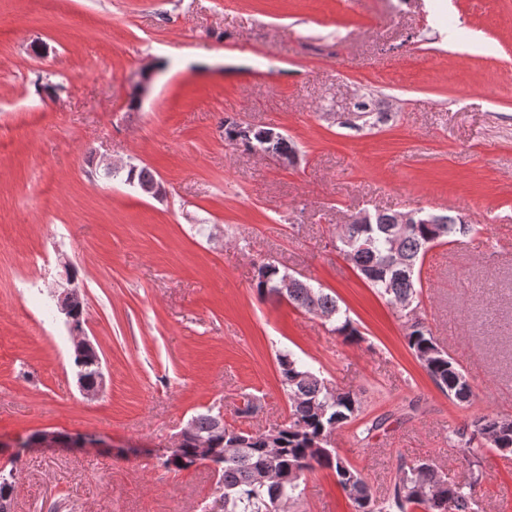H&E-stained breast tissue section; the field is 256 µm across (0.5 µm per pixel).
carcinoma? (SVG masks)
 Masks as SVG:
<instances>
[{"mask_svg":"<svg viewBox=\"0 0 512 512\" xmlns=\"http://www.w3.org/2000/svg\"><path fill=\"white\" fill-rule=\"evenodd\" d=\"M224 141L249 151L288 156L296 146L280 132L269 137L262 128L250 134L240 129L236 118H224ZM400 214L376 211L361 223L346 224L336 236V249L346 256L359 275L388 303L395 306L401 299L407 317L408 345L428 377L448 399L468 405L475 397L473 387L463 371L436 342L432 330L420 315L422 293L420 270L427 252L439 244L462 243L479 234V228L460 215H438V222L420 220L411 225L398 242L392 229ZM256 287L271 296L284 279L278 266L262 260L257 264ZM288 302L314 315H327L331 331L339 336L359 335L336 298L308 284L288 295ZM281 384L288 397L289 413L278 433L275 447L267 449L269 433L245 432L232 424L220 425L217 416L207 412L191 418L194 435L210 441V448L221 461L219 473L224 485V512H283L299 496L301 480L308 473L328 470L355 512H478L472 486L478 480L474 444L483 441L502 456L512 455V417L484 415L449 433L463 450L467 475L449 479L433 464L418 461L399 465V475L390 497L382 502L373 499L361 475L344 460L336 449L328 447L330 437L360 415L362 400L358 393L330 386L302 359L291 353L278 356ZM175 467L167 454L159 457L163 469L189 471L199 465L195 448L185 443L174 451ZM266 471L279 480L277 493L258 480Z\"/></svg>","mask_w":512,"mask_h":512,"instance_id":"carcinoma-1","label":"carcinoma"}]
</instances>
